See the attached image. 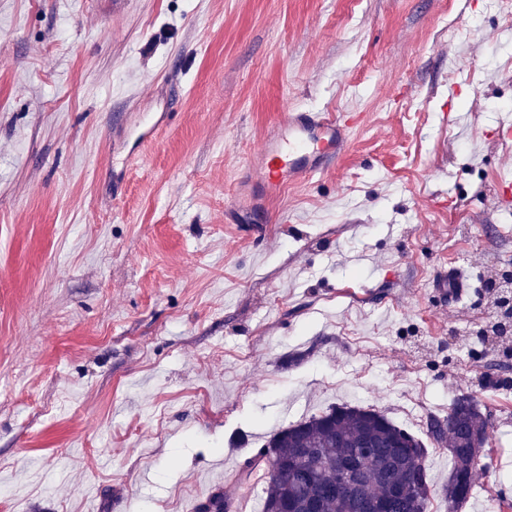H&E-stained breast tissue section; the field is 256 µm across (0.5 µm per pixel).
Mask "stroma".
<instances>
[{
  "instance_id": "obj_1",
  "label": "stroma",
  "mask_w": 512,
  "mask_h": 512,
  "mask_svg": "<svg viewBox=\"0 0 512 512\" xmlns=\"http://www.w3.org/2000/svg\"><path fill=\"white\" fill-rule=\"evenodd\" d=\"M171 118L133 168L136 122ZM357 113L226 222L266 128ZM512 12L498 0H0V512H191L338 405L418 437L470 397L464 512H512Z\"/></svg>"
}]
</instances>
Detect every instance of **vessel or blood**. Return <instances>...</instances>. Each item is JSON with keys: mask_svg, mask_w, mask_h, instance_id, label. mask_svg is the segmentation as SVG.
Returning <instances> with one entry per match:
<instances>
[{"mask_svg": "<svg viewBox=\"0 0 512 512\" xmlns=\"http://www.w3.org/2000/svg\"><path fill=\"white\" fill-rule=\"evenodd\" d=\"M349 125L333 112H290L264 140L257 182L274 191L321 174L345 152Z\"/></svg>", "mask_w": 512, "mask_h": 512, "instance_id": "1", "label": "vessel or blood"}]
</instances>
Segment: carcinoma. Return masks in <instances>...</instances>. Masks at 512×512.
Listing matches in <instances>:
<instances>
[{
  "label": "carcinoma",
  "mask_w": 512,
  "mask_h": 512,
  "mask_svg": "<svg viewBox=\"0 0 512 512\" xmlns=\"http://www.w3.org/2000/svg\"><path fill=\"white\" fill-rule=\"evenodd\" d=\"M490 427V418L469 397L454 400L447 415L427 423L428 438L447 445L451 457L444 489L448 512H459L472 494ZM365 443L371 448L358 480L336 487V463ZM265 448L263 512H281L306 500L316 512H368L367 503L389 499L391 512H427L425 443L374 409L331 407L281 428Z\"/></svg>",
  "instance_id": "cac0c4a2"
}]
</instances>
